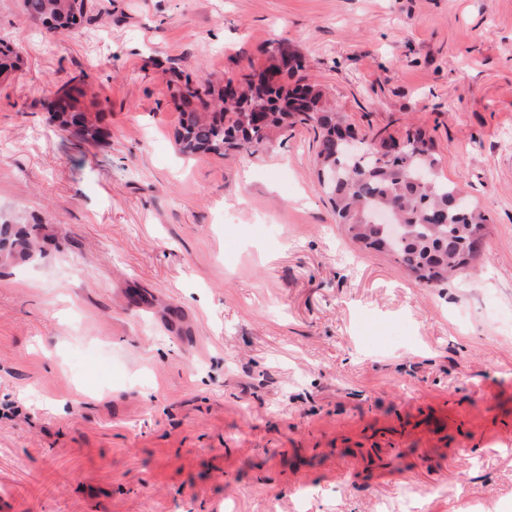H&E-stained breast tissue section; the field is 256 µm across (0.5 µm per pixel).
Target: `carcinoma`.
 Returning <instances> with one entry per match:
<instances>
[{"instance_id": "carcinoma-1", "label": "carcinoma", "mask_w": 512, "mask_h": 512, "mask_svg": "<svg viewBox=\"0 0 512 512\" xmlns=\"http://www.w3.org/2000/svg\"><path fill=\"white\" fill-rule=\"evenodd\" d=\"M89 0H22L23 11L48 29L74 34L90 20ZM16 45L0 40V71L17 67ZM263 67L278 75V82L267 85L244 82L237 96L224 98L210 83L194 87L185 84L188 93L199 101V109L182 112L181 131L176 141L180 151L193 155L199 151L224 155L228 149L255 153L288 125L299 121H317L313 126L318 142V180L333 205L339 223L348 236L365 249L392 256L425 288H439L449 277L465 268L479 255L488 218L463 198L462 190L438 175V159L433 147L425 150V134L407 130V144L393 154H382L372 144L376 135H363L350 149H336L325 140L324 129H336V113L320 104V95L308 86L291 87L285 77L294 73V59L281 46L266 50ZM304 89V107L316 114L294 115L288 111L289 89ZM263 113L267 122L247 126L241 117L247 112ZM87 113L71 111L53 115L61 130L80 125L83 142H96L102 131L97 119ZM386 209L403 225V236L394 239L386 225L372 221L373 212ZM39 225L33 224L13 234L8 246L0 248V260L30 258L38 248Z\"/></svg>"}]
</instances>
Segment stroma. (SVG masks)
Here are the masks:
<instances>
[{"mask_svg": "<svg viewBox=\"0 0 512 512\" xmlns=\"http://www.w3.org/2000/svg\"><path fill=\"white\" fill-rule=\"evenodd\" d=\"M92 3L54 37L0 0V222L44 238L0 266V512H512V0ZM277 42L358 134L432 137L489 217L454 283L350 239L310 126L180 153L185 81ZM75 80L99 142L50 120ZM397 467L396 464L384 457H376L366 470H354L350 473L355 479L367 477L369 481L376 482L393 476Z\"/></svg>", "mask_w": 512, "mask_h": 512, "instance_id": "1", "label": "stroma"}]
</instances>
